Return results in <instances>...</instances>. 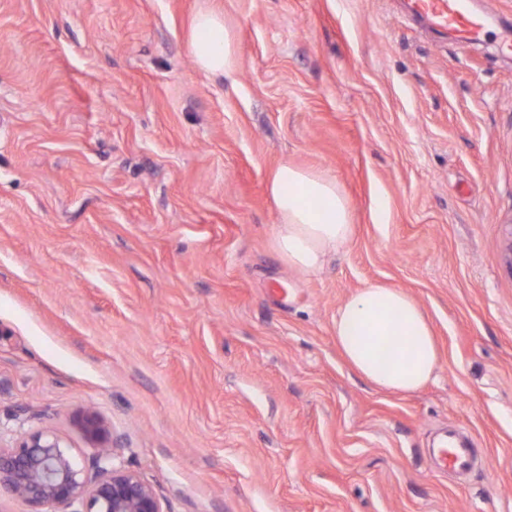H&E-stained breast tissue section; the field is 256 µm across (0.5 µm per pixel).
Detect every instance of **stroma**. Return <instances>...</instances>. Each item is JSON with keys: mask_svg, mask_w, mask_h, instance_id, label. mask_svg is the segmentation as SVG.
Returning a JSON list of instances; mask_svg holds the SVG:
<instances>
[{"mask_svg": "<svg viewBox=\"0 0 512 512\" xmlns=\"http://www.w3.org/2000/svg\"><path fill=\"white\" fill-rule=\"evenodd\" d=\"M484 41L404 0H0V441L49 426L164 512H512V0ZM237 40L195 64L197 12ZM333 176L353 238L306 276L271 240L281 163ZM374 282L440 348L359 380L333 317ZM469 439L456 478L430 450ZM190 51L197 66L212 76L224 77L234 71L235 37L221 11L209 9L194 17Z\"/></svg>", "mask_w": 512, "mask_h": 512, "instance_id": "stroma-1", "label": "stroma"}]
</instances>
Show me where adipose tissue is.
I'll use <instances>...</instances> for the list:
<instances>
[{"mask_svg": "<svg viewBox=\"0 0 512 512\" xmlns=\"http://www.w3.org/2000/svg\"><path fill=\"white\" fill-rule=\"evenodd\" d=\"M190 51L197 66L212 76L234 71L235 37L221 11L194 17ZM268 189L277 213L272 248L288 267L317 273L337 247L352 239L349 200L328 174L283 162ZM334 335L352 372L377 389L415 392L440 363L424 309L409 293L385 283L363 288L338 308Z\"/></svg>", "mask_w": 512, "mask_h": 512, "instance_id": "1", "label": "adipose tissue"}]
</instances>
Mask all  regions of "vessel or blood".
I'll return each mask as SVG.
<instances>
[{
  "mask_svg": "<svg viewBox=\"0 0 512 512\" xmlns=\"http://www.w3.org/2000/svg\"><path fill=\"white\" fill-rule=\"evenodd\" d=\"M409 8L414 17L458 39L478 41L484 35V21L470 10L467 0H409ZM433 463L445 471L468 473L482 460L467 441L456 439L451 447L434 451Z\"/></svg>",
  "mask_w": 512,
  "mask_h": 512,
  "instance_id": "1",
  "label": "vessel or blood"
}]
</instances>
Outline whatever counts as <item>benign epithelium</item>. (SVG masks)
Masks as SVG:
<instances>
[{"label": "benign epithelium", "mask_w": 512, "mask_h": 512, "mask_svg": "<svg viewBox=\"0 0 512 512\" xmlns=\"http://www.w3.org/2000/svg\"><path fill=\"white\" fill-rule=\"evenodd\" d=\"M77 424L98 448L90 461L50 427L26 431L10 446L0 445V492L24 498L30 512H163L148 482L114 465L105 420L86 410Z\"/></svg>", "instance_id": "1"}]
</instances>
